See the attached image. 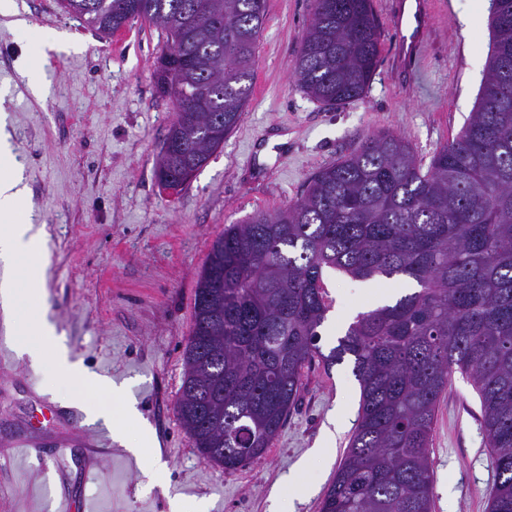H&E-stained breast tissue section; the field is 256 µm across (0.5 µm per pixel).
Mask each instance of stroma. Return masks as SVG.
<instances>
[{
  "mask_svg": "<svg viewBox=\"0 0 512 512\" xmlns=\"http://www.w3.org/2000/svg\"><path fill=\"white\" fill-rule=\"evenodd\" d=\"M392 0H373L379 64L359 100L330 107L298 87L295 59L312 0H266L252 94L237 128L177 196L158 185L161 142L177 114L155 84L159 32L130 22L121 50L63 13L57 0H0V119L27 187L31 224L44 228L48 269L43 312L71 362L112 383L113 397L49 361L18 354L0 315V512H320L354 431L360 390L350 363L304 370L300 399L259 459L235 470L201 460L175 403L192 327L196 282L225 225L288 208L321 168L391 132L419 159L454 138L475 110L490 31L462 35L472 0H433L419 57L393 61ZM41 59V94L24 67ZM331 308L322 350L336 346L357 313L406 280L358 281L325 270ZM134 404L122 419L128 445L84 464L87 441L111 439L88 423L89 406ZM480 404L454 375L432 432L434 512H487L495 473L483 443ZM167 452H159L160 442Z\"/></svg>",
  "mask_w": 512,
  "mask_h": 512,
  "instance_id": "obj_1",
  "label": "stroma"
}]
</instances>
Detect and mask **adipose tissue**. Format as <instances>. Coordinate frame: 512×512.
Listing matches in <instances>:
<instances>
[{"instance_id":"adipose-tissue-1","label":"adipose tissue","mask_w":512,"mask_h":512,"mask_svg":"<svg viewBox=\"0 0 512 512\" xmlns=\"http://www.w3.org/2000/svg\"><path fill=\"white\" fill-rule=\"evenodd\" d=\"M8 136L0 130V263L23 265L25 290H17L13 280L0 281V306L14 313L20 330V350L33 358H49L55 371L81 376L77 364L57 345L55 329L45 317L21 315L26 304L43 303L45 268L39 259L42 232L34 230L23 214L25 189L19 171L12 169Z\"/></svg>"}]
</instances>
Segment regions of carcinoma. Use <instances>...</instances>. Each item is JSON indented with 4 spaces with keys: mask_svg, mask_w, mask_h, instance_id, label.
Segmentation results:
<instances>
[{
    "mask_svg": "<svg viewBox=\"0 0 512 512\" xmlns=\"http://www.w3.org/2000/svg\"><path fill=\"white\" fill-rule=\"evenodd\" d=\"M58 0L110 36L134 20L163 38L157 86L195 112L162 141L159 183L187 186L242 119L266 0ZM476 111L428 165L392 133L319 170L276 213L224 226L197 280L176 414L204 461L261 457L299 401L303 370L345 358L360 388L354 435L321 512H432L431 438L454 373L480 403L495 469L488 512H512V0H491ZM176 52L168 54L170 44ZM381 31L372 0H314L298 87L329 106L368 90ZM417 290L355 317L329 353L325 269Z\"/></svg>",
    "mask_w": 512,
    "mask_h": 512,
    "instance_id": "1",
    "label": "carcinoma"
}]
</instances>
